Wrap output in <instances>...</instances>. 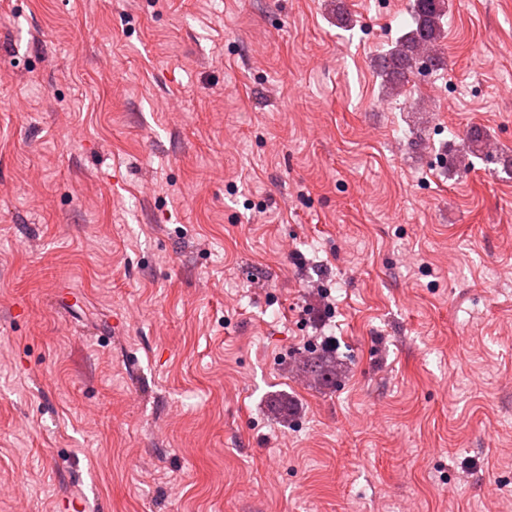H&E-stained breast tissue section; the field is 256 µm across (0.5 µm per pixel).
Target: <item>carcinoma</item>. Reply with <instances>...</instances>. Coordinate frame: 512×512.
<instances>
[{
  "label": "carcinoma",
  "instance_id": "carcinoma-1",
  "mask_svg": "<svg viewBox=\"0 0 512 512\" xmlns=\"http://www.w3.org/2000/svg\"><path fill=\"white\" fill-rule=\"evenodd\" d=\"M411 16L413 27L374 60L386 92L393 96L401 94L421 64H428L432 70L446 65L442 42L448 0H412ZM303 371L314 381H328L336 375V356L327 350L311 357Z\"/></svg>",
  "mask_w": 512,
  "mask_h": 512
}]
</instances>
